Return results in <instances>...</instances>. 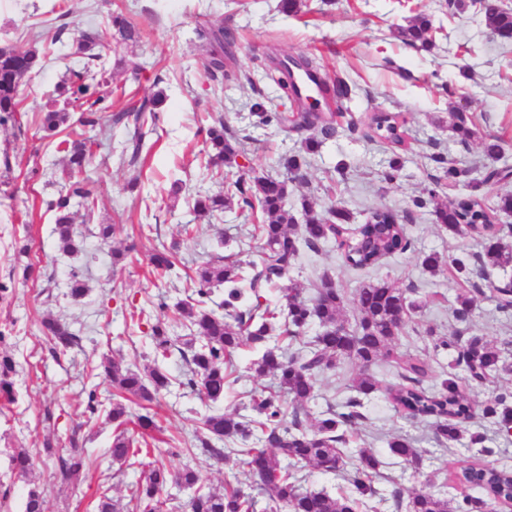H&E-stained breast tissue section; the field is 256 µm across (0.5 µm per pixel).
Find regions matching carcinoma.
<instances>
[{
	"mask_svg": "<svg viewBox=\"0 0 512 512\" xmlns=\"http://www.w3.org/2000/svg\"><path fill=\"white\" fill-rule=\"evenodd\" d=\"M449 6L455 14L479 7L488 29L497 33L501 41H512V12L497 8L492 0H453ZM110 24L122 42L137 41L138 31L124 16L112 14ZM436 32L432 18L419 14L407 25L397 28L394 36L406 45L431 49L436 46ZM196 34L206 42L205 70L210 80L238 78V73L225 69L224 64V45L233 42L232 34L222 27L212 29L204 25L196 29ZM101 40L102 31L95 27L79 33L74 40L76 65L56 84L41 117V129L46 137H61L58 146L66 152L67 178L57 195L47 202V210L54 212L53 234L58 251L68 258L83 250L84 236L75 227L74 214L80 210L88 212L96 203L79 174L85 171L95 148L101 146V137L107 135L112 126H122L126 138L121 144L119 161L137 167L143 161L147 142L157 129L158 112L166 100L165 91L159 90L150 97L131 98L127 108L110 113V94L101 89V83L106 81V64L95 52ZM47 58L48 54L36 42L23 51L0 46L1 127L9 126L20 134L28 126L20 90L43 70ZM294 66L318 77L320 91L336 103L339 112L349 113L345 103L353 99V85L342 78L328 80L319 76V67L309 58L301 59ZM269 77L285 90L288 98H293L292 70L276 67L269 72ZM254 116L263 125L275 120L296 132L304 130L293 113L262 111ZM448 116V129L460 143L467 142L473 131L465 114L451 111ZM370 128L380 140L404 143V130L395 115L382 120L371 118ZM88 131L98 132V137L86 135ZM204 142L207 175L221 179L226 190L197 195L193 202L194 213L199 218L211 219L224 213L232 200H237L238 207L250 209L257 220L254 231L261 241L260 250L257 259L245 264L237 260L226 263L224 255L219 253L208 256L196 277L191 279L192 294L174 304L184 331L181 347H175L165 323L158 321L149 326L148 339L155 356L166 359L172 350H177L190 364V376L178 381V385L196 388L207 400L218 403L224 401L231 389L224 373V362L243 347L254 349L257 358L250 363L249 370L258 377L272 375L279 393H248L250 415L237 410H218L207 415L194 435L197 447L218 461L236 455L253 483L285 512H362L367 507L365 497L375 494L371 479L380 460L361 448L347 447L346 433L365 419V401L381 393L394 410L411 418L432 421L436 436L453 440L474 413L464 393L466 384L476 377L484 381L493 377L500 368V350L478 336L471 337L461 348L458 340L437 334L433 327L428 328L423 339L434 352L452 350L456 353L453 363L441 370L435 383L429 386L424 381L429 377L430 365L416 353L396 349V341L403 330L399 315L419 305L391 282L376 280L357 290L354 304L358 322L353 330L340 320L345 300L331 278H321L309 298L298 288L283 287L284 282L293 280L305 248L317 252L323 244L333 240L345 263L363 270L378 265L390 255L409 250L411 240L401 225L394 223L396 214L386 208L370 211L358 227L357 238L344 240L336 225L351 223L352 214L336 207L318 212L314 199L306 196L300 199L303 215L300 225L293 208L288 206V197L289 185L303 178L302 154L288 157L290 176L286 178L267 175L255 176L248 182L240 178L231 181L224 174V168L237 163L240 154L237 138L220 120L207 128ZM484 183V178L474 182L470 185V195L437 207L435 216L437 222L451 232L476 230L477 236L486 242L481 257L484 269L505 272L512 266V245L491 228L489 208L477 195ZM151 264L162 278L174 273L171 253L153 254ZM423 265L430 272L446 265L457 280L468 281L469 263L463 258L445 263L439 256L429 254L423 259ZM217 287L224 293L220 302L212 299ZM65 288V296L75 302L82 301L89 290L75 271L69 274ZM272 289L279 293L273 304L266 298ZM312 325L317 327L315 336L296 344L297 338ZM43 328L55 354L80 341L75 330L57 318L44 320ZM381 357L389 363L395 380H380L362 372L352 385L356 395L349 398L341 410L317 409V382L321 375L336 369L345 359L367 367ZM96 370L116 390L117 399L105 403L94 385L86 392L82 416L90 422L101 411H107V419L116 424V430L105 456L113 464L133 465L143 447L148 445L146 437L156 424L148 413L130 419L122 398L132 396L151 402L169 389L175 378L158 364L142 372L123 359L107 354L91 368L93 372ZM15 375L17 361L13 355L0 352V415L11 410L15 403ZM511 397V393L496 395L493 404L486 406L483 412L497 423L508 426L512 422V407L508 405ZM389 452L404 466L414 468L422 462L424 450L414 447L404 437H396L389 442ZM10 462L14 476L28 480L34 469L30 451L12 449ZM351 463L354 464L351 488L346 492L333 495L324 489L303 491L298 484V472L308 467L325 475L338 476ZM88 469L89 460L81 451L74 450L58 458L59 475L67 483L81 479ZM462 474L466 484L480 489L482 495H467L456 502L443 494L420 491L404 506L399 493L394 491L396 507L404 506L407 512H497L498 501L507 497L512 488V472L506 468L491 473L484 471L480 464H471L462 469ZM171 482L195 489L188 504L189 512H255L257 506L254 498L234 487L226 486L217 491L199 485V475L191 467L174 476L164 467L153 465L144 473L132 497L136 512H164L162 495ZM109 492L110 488L104 484L98 485L96 512H120ZM24 512H45L42 491L34 484L28 487Z\"/></svg>",
	"mask_w": 512,
	"mask_h": 512,
	"instance_id": "carcinoma-1",
	"label": "carcinoma"
}]
</instances>
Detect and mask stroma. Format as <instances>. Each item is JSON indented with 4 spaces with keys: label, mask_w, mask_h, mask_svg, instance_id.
Returning a JSON list of instances; mask_svg holds the SVG:
<instances>
[{
    "label": "stroma",
    "mask_w": 512,
    "mask_h": 512,
    "mask_svg": "<svg viewBox=\"0 0 512 512\" xmlns=\"http://www.w3.org/2000/svg\"><path fill=\"white\" fill-rule=\"evenodd\" d=\"M279 0H65L70 30L60 41L49 32L50 0H0V45L28 48L34 35L51 41V53L41 72L21 88L23 106L29 116L41 112L55 84L73 66V41L87 26L104 31L98 48L112 70L113 84L125 87V94H113V111H120L128 97H143L155 88L165 90L156 134L149 142L145 162L136 169L119 165L115 152L124 140L122 127H113L111 138L97 149L87 169L90 189L97 198L93 212H79L78 230L110 224L114 234L103 245L86 237L82 253L61 256L52 233L54 221L46 203L55 197V186L31 182L28 172L35 167L61 170L64 153L56 139L44 137L37 125H29L24 136L13 139L11 131L0 129V150L14 140L11 165L0 166V282H11L14 293L0 302V330L9 329L6 346L19 364L15 377L17 401L11 412L0 416V512H24L26 483L16 479L9 468L7 451L26 448L35 454L33 480L45 498L46 512H92V486L105 482L112 497L127 506L138 481L140 466L118 468L104 452L112 441L114 424L100 419L84 423L80 414L86 392L94 385L86 368L110 352L126 362L153 364L154 352L131 315L147 301L165 298L174 303L183 298L182 278L195 276L216 241H223L224 255L242 261L256 259L260 242L252 238V224L238 206L206 224L196 219L190 199L197 192L215 189L216 184L200 168L203 137L201 124L224 118L241 143L239 165L234 175L286 176L287 159L301 146L302 136L274 124H259L253 112L256 104L281 103L285 112L299 111L283 91L265 76L280 60L307 57L317 61L321 73L342 76L355 86L350 109L358 121L355 132L339 131L306 156L303 180L293 183L290 203L301 196L313 197L318 208L336 205L350 211L362 222L369 210L387 206L395 209L412 238V251L385 258L371 270L345 265L335 245L319 253H304L294 274L298 284L311 289L320 276H330L344 295L342 319L354 326L357 312L353 300L358 288L369 281L387 279L420 301L422 309L410 313L397 341L399 349L421 354L427 362H448V355L434 357L420 341L427 327L444 336H478L501 348L504 370L481 385L467 386L465 394L476 408L458 440L440 442L431 425L396 412L384 396L367 404V421L354 430L358 446L373 451L380 459L379 475L373 486L376 496L368 503L377 512H395L380 502L379 494L400 487L405 492L443 491L453 496L468 488L458 480L463 463L490 464L512 469V433L484 419L482 410L498 393L512 391V317L497 309L492 289L500 275L490 280L472 279L461 284L448 272H428L421 264L435 253L443 259L483 253V241L460 236L437 224V205L465 194L462 186H434L440 175L439 159L483 177L487 167H512V44L492 37L480 15H451L448 0H305L304 13L292 16L279 12ZM122 12L139 30L134 49H126L109 29L112 12ZM417 13L430 15L440 32L431 50L409 47L393 31L406 25ZM216 27L232 31L236 40L229 51L230 70L238 79L223 81L213 88L204 68L206 52L194 30L200 17ZM456 107L470 119L474 132L469 144H461L448 129V109ZM376 112L399 115L405 129L402 146L373 139L368 118ZM499 138L498 160L482 152L485 140ZM401 164L396 181H385L382 173L391 159ZM346 161L345 176L334 173L338 161ZM183 191L170 200L173 181ZM436 197H429V189ZM427 198L425 207L414 204ZM27 254H20L21 246ZM176 247L178 277L158 281L151 273L154 250ZM34 264L40 277L24 279L26 264ZM78 268L90 288L79 303L65 297L70 268ZM54 283L55 300H47L45 287ZM474 302L471 318L455 319L453 308L458 294ZM54 316L79 330L81 341L64 354L52 356L51 345L42 333V320ZM255 353L239 350L228 370L238 379L235 392L226 396L223 407L237 405V392L273 389L272 376L256 377L247 366ZM362 370L357 362L344 361L321 377L319 409L340 406L351 396L350 385ZM211 407L198 390L176 387L161 394L152 411L159 426L155 432L152 459L168 468L196 469L203 485L239 486L255 496L259 512L270 502L260 493L236 460L215 461L194 452V432ZM481 432L485 442L469 443V435ZM78 433L93 465L79 488L63 483L57 458L70 448L71 433ZM402 436L424 449L425 461L418 472L403 470L388 451V443ZM51 442L52 454H43L44 442Z\"/></svg>",
    "instance_id": "1"
}]
</instances>
